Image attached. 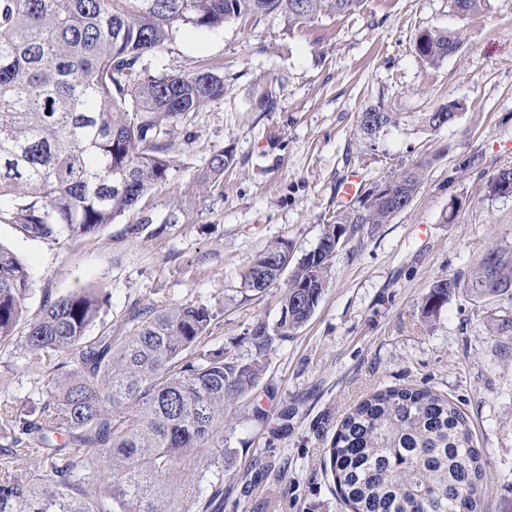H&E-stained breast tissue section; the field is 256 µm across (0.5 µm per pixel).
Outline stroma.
I'll use <instances>...</instances> for the list:
<instances>
[{
	"label": "stroma",
	"instance_id": "1",
	"mask_svg": "<svg viewBox=\"0 0 512 512\" xmlns=\"http://www.w3.org/2000/svg\"><path fill=\"white\" fill-rule=\"evenodd\" d=\"M460 34L458 52L431 67L414 51L418 31ZM224 67V99L176 126L179 160L146 199L153 222L134 213L93 237H24L0 224V243L29 268L31 312L44 295L102 289L99 326L125 327L134 303L190 300L217 311L208 343L247 361L257 323H275L286 281L243 299L241 273L255 254L287 241L312 250L333 214L353 209L341 186L359 190L427 160L411 204L342 246L311 319L275 342L258 385L224 426L231 460L208 512H348L336 493L329 449L349 409L390 386L426 387L464 411L486 463L483 512H512V319L505 296L449 297L426 317L432 285L469 272L489 249L512 250V196L489 180L512 168V0H486L456 15L448 0H364L350 16L286 31L277 21H235L217 32L181 28L149 61L154 74L201 61ZM272 95L271 107L258 101ZM455 101L452 124L431 130L426 113ZM381 105L393 125L367 140L358 117ZM234 158L223 191L198 179L212 155ZM20 368V347H0V390L38 394Z\"/></svg>",
	"mask_w": 512,
	"mask_h": 512
}]
</instances>
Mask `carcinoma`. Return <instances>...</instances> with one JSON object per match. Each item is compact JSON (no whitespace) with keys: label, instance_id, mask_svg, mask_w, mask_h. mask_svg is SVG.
Instances as JSON below:
<instances>
[{"label":"carcinoma","instance_id":"1","mask_svg":"<svg viewBox=\"0 0 512 512\" xmlns=\"http://www.w3.org/2000/svg\"><path fill=\"white\" fill-rule=\"evenodd\" d=\"M363 0H0V224L32 239L79 240L138 211L177 159L172 126L224 99V66L151 73L147 58L182 27L218 30L236 20L274 18L287 30L325 16L351 15ZM461 39L424 29L415 54L428 65ZM457 115L448 102L426 114L434 130ZM394 123L370 108L359 115L368 139ZM232 157L213 155L202 186L216 189ZM426 162L403 168L365 193L359 207L323 225L316 247L292 262L276 242L247 264L239 293L276 285L289 265L281 314L257 324L255 357L242 362L205 342L217 313L191 301L131 307L124 332L93 337L106 297L78 288L43 300L21 259L0 244V345L20 340L22 370L43 381L26 405L0 396V512H194L224 470V415L265 371L277 338L305 325L329 283L336 250L365 225L386 224L413 201ZM512 195V168L489 182ZM512 290V252L492 249L473 272L433 284L423 312L448 297ZM336 488L350 512H481L482 455L461 408L427 388L389 387L359 402L329 450Z\"/></svg>","mask_w":512,"mask_h":512}]
</instances>
